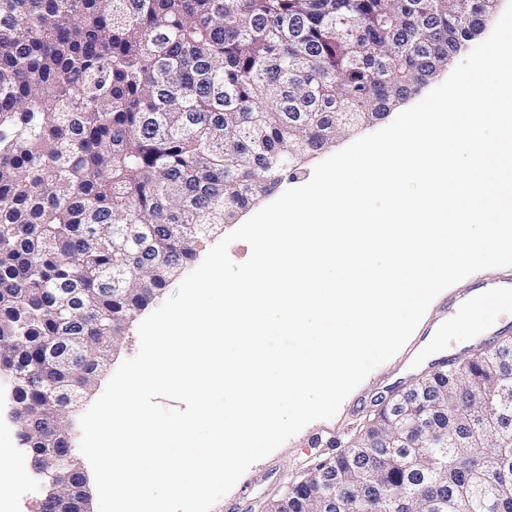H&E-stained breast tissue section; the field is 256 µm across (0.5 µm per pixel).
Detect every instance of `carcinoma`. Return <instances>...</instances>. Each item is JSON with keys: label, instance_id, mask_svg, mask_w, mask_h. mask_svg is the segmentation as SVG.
<instances>
[{"label": "carcinoma", "instance_id": "1", "mask_svg": "<svg viewBox=\"0 0 512 512\" xmlns=\"http://www.w3.org/2000/svg\"><path fill=\"white\" fill-rule=\"evenodd\" d=\"M488 0H0V367L19 422L70 429L112 344L201 239L448 66ZM60 288L84 289L71 314ZM89 336L67 372L36 344ZM415 451L356 425L268 512H512V428L476 398L512 385V338L418 380ZM453 430L448 454L429 443ZM336 476L333 498L322 477Z\"/></svg>", "mask_w": 512, "mask_h": 512}]
</instances>
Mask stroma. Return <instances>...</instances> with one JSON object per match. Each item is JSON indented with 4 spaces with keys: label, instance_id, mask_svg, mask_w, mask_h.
<instances>
[{
    "label": "stroma",
    "instance_id": "obj_1",
    "mask_svg": "<svg viewBox=\"0 0 512 512\" xmlns=\"http://www.w3.org/2000/svg\"><path fill=\"white\" fill-rule=\"evenodd\" d=\"M427 322H420L414 333L393 358L374 369L343 401L331 419L310 423L265 458L252 464L245 473L251 483L249 492L232 488L212 507L211 512H264L266 504L280 497L288 482L301 476L319 458L330 455L332 446H343L349 430L375 409L379 397L405 387L416 375L427 372L429 358L423 343ZM139 349L137 326H130L117 343L110 363L103 370L94 390L73 403L67 416L79 422L81 416L103 393L119 364L136 355ZM13 380L0 374V469L13 473L6 498L11 512H39L40 498L28 497L23 485L34 476L22 445L21 426L13 415Z\"/></svg>",
    "mask_w": 512,
    "mask_h": 512
}]
</instances>
